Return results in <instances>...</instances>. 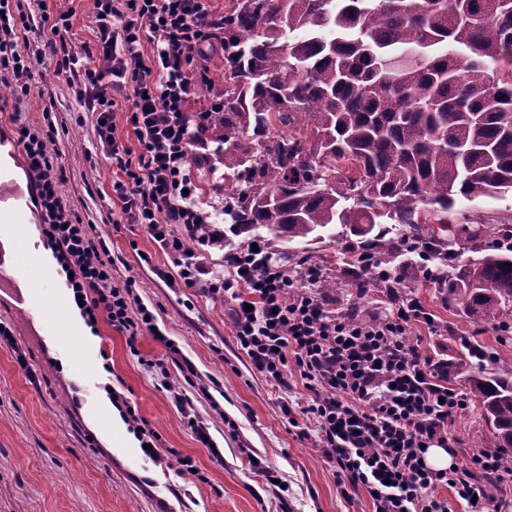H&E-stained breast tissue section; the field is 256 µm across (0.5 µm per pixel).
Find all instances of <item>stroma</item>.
Wrapping results in <instances>:
<instances>
[{
  "label": "stroma",
  "mask_w": 512,
  "mask_h": 512,
  "mask_svg": "<svg viewBox=\"0 0 512 512\" xmlns=\"http://www.w3.org/2000/svg\"><path fill=\"white\" fill-rule=\"evenodd\" d=\"M68 97L65 79L50 73L42 95L2 91L0 130L19 123L42 128L48 108L65 123L53 153L66 174L64 192L80 203L93 236L107 241L115 281L134 280L136 300L153 311L173 346L146 332L129 342L103 321L81 326L69 342L48 341L38 316L20 312L11 291L0 288V321L12 331L10 339H0V512H373L366 491L342 493L318 427L302 413L311 393L296 373H288L284 388L259 373L236 342L228 303L169 282L173 262L144 226L112 223V168L105 159L88 158L94 127L66 111ZM448 218L512 225V193L457 199ZM348 244L340 232L290 250L337 281L328 295L333 312L389 314L386 290L354 289L357 256ZM419 262L418 254L405 251L389 268L401 292L416 297L436 321L432 332L412 323L410 344L422 358L450 360L449 381L467 396L466 409L448 426V443L461 464L493 439L481 402L468 394L469 378L511 371L512 336L502 337L496 320L469 319L461 304L425 279ZM471 344L488 348L493 360L465 364ZM20 352L27 367L16 362ZM156 360L163 369L153 368ZM178 394L207 426L221 458L197 441L175 405ZM122 401L156 436L159 459L144 451L128 421L105 419L104 407ZM284 402L298 426L287 422ZM184 456L198 475L180 473ZM261 465L280 487L266 484L257 472Z\"/></svg>",
  "instance_id": "1"
}]
</instances>
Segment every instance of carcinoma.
<instances>
[{
	"label": "carcinoma",
	"mask_w": 512,
	"mask_h": 512,
	"mask_svg": "<svg viewBox=\"0 0 512 512\" xmlns=\"http://www.w3.org/2000/svg\"><path fill=\"white\" fill-rule=\"evenodd\" d=\"M208 128L235 232L273 251L335 224L366 251L420 241L469 317L512 325V226L448 223L458 198L512 191V0H236ZM470 389L487 449L511 446L512 381Z\"/></svg>",
	"instance_id": "cac0c4a2"
}]
</instances>
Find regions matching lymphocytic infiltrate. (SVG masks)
<instances>
[{
  "instance_id": "1",
  "label": "lymphocytic infiltrate",
  "mask_w": 512,
  "mask_h": 512,
  "mask_svg": "<svg viewBox=\"0 0 512 512\" xmlns=\"http://www.w3.org/2000/svg\"><path fill=\"white\" fill-rule=\"evenodd\" d=\"M93 2L95 42L80 53L71 44L72 8L37 17L18 0H0V84L30 94L44 57L30 54L27 44L30 33L44 31L77 112L96 116L92 150L112 164L121 214L145 226L186 287L231 302L235 338L257 371L282 387L288 367L296 368L313 393L306 412L319 427L340 486L365 489L375 512H447L434 495L442 485L471 502L473 512H487L488 484L512 481L504 452L482 450L447 470L429 467L424 458L427 446H447L448 424L466 399L448 383L447 359L422 360L408 342L411 322L435 324L416 298L391 292L393 310L382 318L352 310L336 315L316 290L319 270L310 265L290 274L266 243L225 252L223 273L196 253V245L223 241L198 196L197 165L210 155L199 133L209 115L189 109L211 84L207 59L223 18L208 0ZM122 104L133 147L115 135ZM57 133L50 120L17 141L37 190L44 235L72 274L83 317L91 326L106 320L132 339L146 331L165 342L153 312L132 304L131 283L113 282L106 240L92 236L63 196L64 173L50 151ZM175 224L184 236L172 234Z\"/></svg>"
}]
</instances>
